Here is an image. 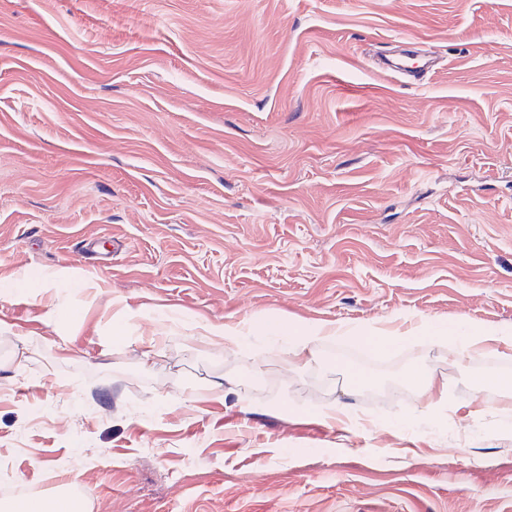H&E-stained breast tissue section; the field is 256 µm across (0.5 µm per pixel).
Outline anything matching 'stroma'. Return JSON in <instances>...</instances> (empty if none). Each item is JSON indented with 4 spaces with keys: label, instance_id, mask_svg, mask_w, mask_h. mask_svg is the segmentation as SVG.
I'll list each match as a JSON object with an SVG mask.
<instances>
[{
    "label": "stroma",
    "instance_id": "1",
    "mask_svg": "<svg viewBox=\"0 0 512 512\" xmlns=\"http://www.w3.org/2000/svg\"><path fill=\"white\" fill-rule=\"evenodd\" d=\"M405 52L427 72L387 68ZM424 319L512 330V0H0L5 495L512 512V400L475 382L512 349L364 341ZM301 323L336 340L292 374ZM331 404L353 432L314 420ZM409 381L416 385L427 399V407L432 411L443 401L448 400V384L440 382L435 370L426 364L414 367L408 373Z\"/></svg>",
    "mask_w": 512,
    "mask_h": 512
}]
</instances>
